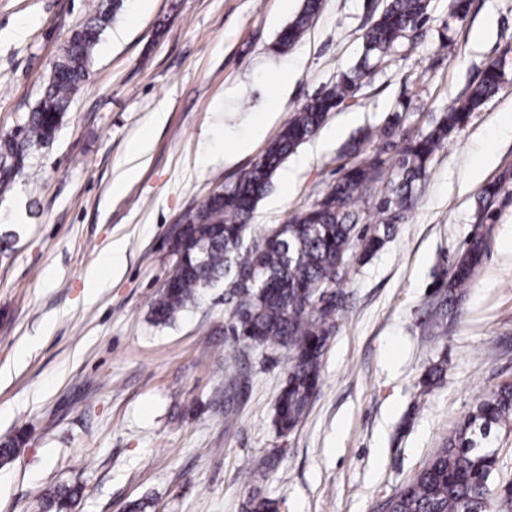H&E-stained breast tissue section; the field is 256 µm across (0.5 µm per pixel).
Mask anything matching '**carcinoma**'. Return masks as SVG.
I'll return each instance as SVG.
<instances>
[{"instance_id": "carcinoma-1", "label": "carcinoma", "mask_w": 512, "mask_h": 512, "mask_svg": "<svg viewBox=\"0 0 512 512\" xmlns=\"http://www.w3.org/2000/svg\"><path fill=\"white\" fill-rule=\"evenodd\" d=\"M122 7L123 0H106L75 32L24 126L19 133L0 138V191L9 186L14 167L29 147L53 142L71 94L85 79L102 31ZM427 7L428 0H388L364 35L358 63L342 73L335 86L302 104L248 171L186 213L181 219L182 235L172 244L175 262L152 305L153 322L170 323L197 304L205 289L224 285L233 304L224 335L289 353L274 416L281 434L297 426L320 385L322 359L346 304L339 285L349 251L357 246L365 259L383 246L395 223L410 209L436 151L466 124L471 112L497 93L501 61L489 62L464 100L429 126L405 131L401 113L395 112L377 131L359 132L344 146L343 156L349 161L341 176L286 223L251 240L249 221L288 156L316 134L329 112L357 89L378 62L419 28ZM320 8L321 0H303L299 14L279 33L277 46L286 50L299 41ZM386 173L391 176L389 192L375 203L377 220L360 230L355 208ZM486 250L483 237L468 242L454 264L448 300L467 285ZM511 426L512 383H505L479 399L446 446L388 499L386 508L389 512H488L494 491L498 512H512V479H499V449L494 446L497 432ZM23 438L16 434L0 443V467L14 460ZM74 493L70 488L49 490L43 501L62 512ZM245 512L279 510L276 501L256 495L245 505Z\"/></svg>"}]
</instances>
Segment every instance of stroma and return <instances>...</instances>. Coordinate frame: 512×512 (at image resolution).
<instances>
[{
  "mask_svg": "<svg viewBox=\"0 0 512 512\" xmlns=\"http://www.w3.org/2000/svg\"><path fill=\"white\" fill-rule=\"evenodd\" d=\"M97 2L0 0V136L23 126ZM386 4L323 0L281 53L301 0H124L54 142L31 147L0 192V440L26 437L0 468V512H41L58 485L79 490L65 512H128L144 496L156 512H243L255 493L280 512H384L479 398L512 381V196L491 224L479 213L483 186L512 175V0H471L461 20L453 0H430L420 36L329 113L285 161L292 184L273 179L258 203L257 235L336 181L352 136L402 102L407 126H425L502 60L498 93L439 149L393 235L368 261L350 251L347 306L293 431L273 425L288 353L226 336L223 288L170 325L151 320L181 216L356 64L371 12ZM270 112L249 153L200 166L202 150L223 153ZM141 138L137 178L114 191ZM483 232L489 249L440 332V280ZM115 241L125 254L112 272L103 258ZM99 269L107 287L90 285ZM443 359L444 378L424 387Z\"/></svg>",
  "mask_w": 512,
  "mask_h": 512,
  "instance_id": "35a3bbf8",
  "label": "stroma"
}]
</instances>
